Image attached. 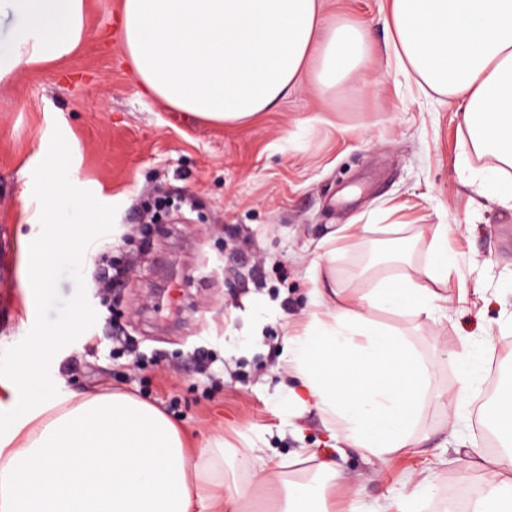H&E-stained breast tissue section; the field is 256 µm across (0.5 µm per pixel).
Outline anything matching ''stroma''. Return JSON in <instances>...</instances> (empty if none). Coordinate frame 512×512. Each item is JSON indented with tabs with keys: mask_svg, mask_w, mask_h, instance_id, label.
<instances>
[{
	"mask_svg": "<svg viewBox=\"0 0 512 512\" xmlns=\"http://www.w3.org/2000/svg\"><path fill=\"white\" fill-rule=\"evenodd\" d=\"M122 0H85L83 37L59 61L20 66L0 85V352L36 318L21 286L23 248L42 226L33 172L54 130L71 144L75 187L117 208L113 230L81 262L93 326L60 350L50 375L59 396L125 390L175 420L194 446L213 434L263 448L282 480L300 481L322 451L321 416L288 397L283 338L314 310L316 283L336 278L347 299L390 267L363 252L406 254L420 264L437 225L448 227L455 265L432 317L370 310L403 331L435 363L425 441L380 460L360 449L334 454L342 480L329 512H397L421 480L440 499L449 479H482L483 380L458 397V357L474 351L483 371L512 370V209L473 182L490 165L476 154L457 102L400 71L388 50L389 0H325L324 21L361 23L374 56L336 87L313 77L275 111L244 123L206 121L144 93L121 61L115 18ZM157 222L135 272L102 301L94 269L121 264ZM365 228L362 239L346 225ZM335 251L327 270L325 255ZM123 333L151 356L135 367L114 349Z\"/></svg>",
	"mask_w": 512,
	"mask_h": 512,
	"instance_id": "obj_1",
	"label": "stroma"
}]
</instances>
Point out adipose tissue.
Returning <instances> with one entry per match:
<instances>
[{
  "label": "adipose tissue",
  "mask_w": 512,
  "mask_h": 512,
  "mask_svg": "<svg viewBox=\"0 0 512 512\" xmlns=\"http://www.w3.org/2000/svg\"><path fill=\"white\" fill-rule=\"evenodd\" d=\"M23 26L0 56V82L24 63L72 52L84 30V0H0ZM397 64L458 101L474 150L495 166L474 180L512 204V0H390ZM120 48L135 79L165 105L217 122L274 110L315 71L335 86L370 61L361 28L323 26V0H123ZM453 267L448 227L438 225L423 263L379 275L358 302L329 282L324 316L284 339L289 395L340 424L354 447L385 458L415 446L433 364L368 309L431 314L447 304L436 283ZM58 339L49 333L16 356L13 415L0 421V512H255L249 488L228 495L224 470L266 484L274 471L256 448L194 452L177 424L127 393L62 402L41 387ZM318 481L289 483L272 512H321L331 460L304 450ZM471 512H512V448L497 456Z\"/></svg>",
  "instance_id": "1"
}]
</instances>
